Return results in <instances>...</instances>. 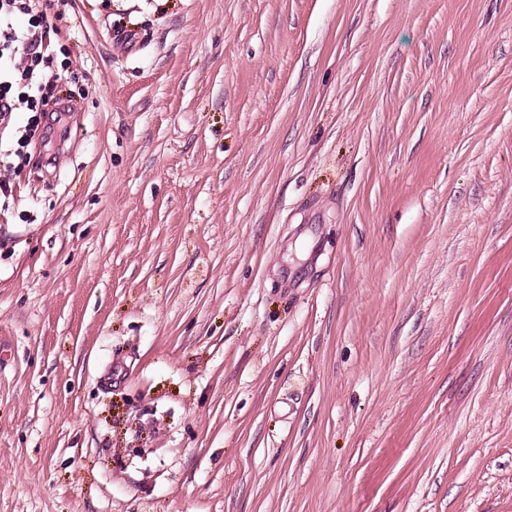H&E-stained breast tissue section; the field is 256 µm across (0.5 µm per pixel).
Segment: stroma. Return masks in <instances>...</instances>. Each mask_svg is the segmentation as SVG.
Wrapping results in <instances>:
<instances>
[{"instance_id":"obj_1","label":"stroma","mask_w":512,"mask_h":512,"mask_svg":"<svg viewBox=\"0 0 512 512\" xmlns=\"http://www.w3.org/2000/svg\"><path fill=\"white\" fill-rule=\"evenodd\" d=\"M50 13L0 512H512V0Z\"/></svg>"}]
</instances>
